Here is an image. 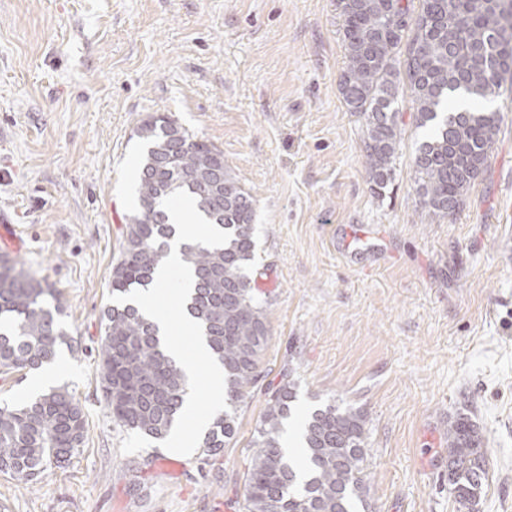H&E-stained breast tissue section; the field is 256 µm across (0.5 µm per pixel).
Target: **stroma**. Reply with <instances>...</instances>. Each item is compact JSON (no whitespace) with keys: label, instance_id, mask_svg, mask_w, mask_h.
<instances>
[{"label":"stroma","instance_id":"stroma-1","mask_svg":"<svg viewBox=\"0 0 512 512\" xmlns=\"http://www.w3.org/2000/svg\"><path fill=\"white\" fill-rule=\"evenodd\" d=\"M335 0H0V255L55 288L76 349L85 443L25 489L0 474V512H243L244 473L272 392L295 410L368 415L369 512H457L446 428L479 427V512H512V99L489 167L448 219L422 213L412 158L425 138L399 100L394 179L373 193L364 129L338 91ZM162 113L224 153L253 197L248 269L267 303L261 374L222 455H177L117 426L98 389L102 311L144 148ZM381 233L388 261L352 264L338 239Z\"/></svg>","mask_w":512,"mask_h":512}]
</instances>
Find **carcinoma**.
<instances>
[{
  "instance_id": "carcinoma-1",
  "label": "carcinoma",
  "mask_w": 512,
  "mask_h": 512,
  "mask_svg": "<svg viewBox=\"0 0 512 512\" xmlns=\"http://www.w3.org/2000/svg\"><path fill=\"white\" fill-rule=\"evenodd\" d=\"M343 20L346 63L338 89L347 110L365 126V164L371 189L394 176L401 142L399 95H408L413 122L426 130L413 159L422 212H459L472 183L488 167L500 132V113L484 103L512 94V0H336ZM134 135L145 143L138 169V207L128 216L112 267V294L154 280L168 256L174 226L162 207L178 189L230 232L223 246L183 247L193 272L189 302L226 378L228 409L216 415L200 448L215 457L235 437L237 405L251 394L268 343L266 305L246 269L255 255L252 196L231 176L224 153L163 114H150ZM55 289L21 263L0 257V373L35 371L51 363L71 338L60 325ZM99 390L119 426L165 439L183 409L185 371L160 343L155 326L129 304L103 312ZM296 398L288 384L266 402L245 473L244 512H358L367 507V416L328 403L300 428L303 447L286 454L281 434ZM448 489L460 512H476L488 480V449L463 414L448 422ZM85 415L64 387L0 408V474L17 485L37 483L62 467L85 442Z\"/></svg>"
}]
</instances>
